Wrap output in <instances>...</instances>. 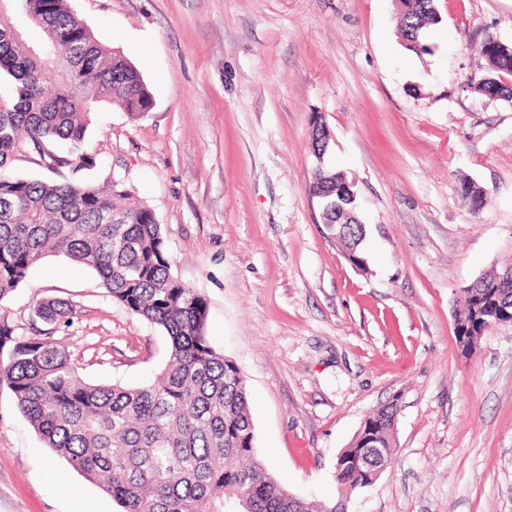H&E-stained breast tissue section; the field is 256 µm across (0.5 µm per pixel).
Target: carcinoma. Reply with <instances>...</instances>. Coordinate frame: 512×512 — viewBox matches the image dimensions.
Wrapping results in <instances>:
<instances>
[{"label":"carcinoma","instance_id":"obj_1","mask_svg":"<svg viewBox=\"0 0 512 512\" xmlns=\"http://www.w3.org/2000/svg\"><path fill=\"white\" fill-rule=\"evenodd\" d=\"M397 24L405 48L429 51L423 30L440 23L435 0H399ZM47 20L59 39L41 44L36 22ZM487 68L474 85L487 98L512 101V42L483 41ZM62 64L71 75L50 76ZM0 302L28 271L62 253L93 270L107 296L160 328L170 355L154 379L136 387L93 384L75 369L71 355L48 336H19L0 315V383L45 447L65 459L122 512H336L288 491L257 459L248 390L235 363L205 334L207 302L171 273L161 224L146 204L132 200L117 181L104 185L58 183L10 172L16 155L33 151L48 169L95 166L85 152L101 105L133 117L153 105L140 69L119 49L100 41L68 0H3L0 3ZM347 180L327 167L311 185L327 192L334 209L323 223L345 222L356 201L344 195ZM461 199L478 211L483 189L463 181ZM104 213L121 224H102ZM342 245L350 261L367 270L364 224H351ZM455 315L461 350L477 343L483 320L512 327V264L481 275L464 288ZM39 321L68 322L75 310L60 300L33 307ZM399 410L389 403L365 420L340 452L348 464L335 473L339 498L366 487L359 450L371 441L391 461Z\"/></svg>","mask_w":512,"mask_h":512}]
</instances>
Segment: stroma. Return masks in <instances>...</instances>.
I'll use <instances>...</instances> for the list:
<instances>
[{
    "label": "stroma",
    "mask_w": 512,
    "mask_h": 512,
    "mask_svg": "<svg viewBox=\"0 0 512 512\" xmlns=\"http://www.w3.org/2000/svg\"><path fill=\"white\" fill-rule=\"evenodd\" d=\"M140 68L154 100L98 112L90 169L156 213L172 273L208 302L206 336L244 376L257 455L292 493L337 494L336 457L365 419L399 406L396 450L348 512H512V328L461 353L457 299L512 261V102L475 93L477 46L512 42V0H437L405 49L397 0H70ZM325 163L356 184L367 272L327 238L308 192L314 121ZM485 189L472 212L462 181ZM70 301L71 322L32 319ZM18 335L48 329L92 382L137 386L169 357L164 332L112 301L64 254L0 303ZM0 512H120L45 448L0 384Z\"/></svg>",
    "instance_id": "stroma-1"
}]
</instances>
